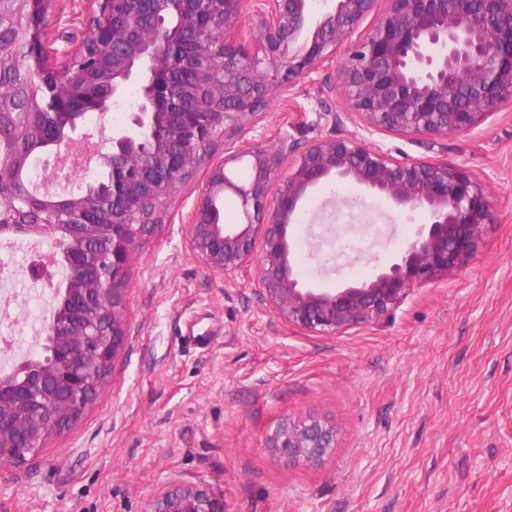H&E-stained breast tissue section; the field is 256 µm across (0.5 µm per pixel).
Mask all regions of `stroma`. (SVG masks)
Wrapping results in <instances>:
<instances>
[{
	"label": "stroma",
	"instance_id": "obj_1",
	"mask_svg": "<svg viewBox=\"0 0 512 512\" xmlns=\"http://www.w3.org/2000/svg\"><path fill=\"white\" fill-rule=\"evenodd\" d=\"M86 19V0H56L42 37L77 45ZM335 134L487 182L490 220L469 265L377 322L316 335L274 314L255 272L203 266L187 236L198 184L180 187L127 267L110 377L78 421L0 471V512H144L167 486L198 483L228 512H512V110L444 139L370 132L328 67L212 154ZM353 195L325 182L290 228L310 287L371 277L424 221ZM285 418L335 427V448L315 466L288 460L268 446Z\"/></svg>",
	"mask_w": 512,
	"mask_h": 512
}]
</instances>
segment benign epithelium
<instances>
[{
  "instance_id": "obj_1",
  "label": "benign epithelium",
  "mask_w": 512,
  "mask_h": 512,
  "mask_svg": "<svg viewBox=\"0 0 512 512\" xmlns=\"http://www.w3.org/2000/svg\"><path fill=\"white\" fill-rule=\"evenodd\" d=\"M308 0H257L247 41L227 37L248 0H89L86 30L75 47L43 42L54 0H0V46L22 20L30 52L0 50V130L10 126L23 152H0V197L23 208L0 215V235L50 237L63 283L38 262L28 275L54 288L44 320L45 355L0 376V469L21 462L50 434L76 421L95 400L124 340L125 268L139 238L162 220L168 201L207 166L191 209L190 245L210 271L256 272L275 314L324 336L375 322L415 287L446 280L467 266L489 215L493 190L442 160L398 159L356 136L323 137L298 154L288 140L224 152L210 161L215 138L252 126L285 81L339 63L340 91L372 130L443 138L466 132L512 106V0H328L311 15ZM376 18L359 38L362 22ZM141 88L126 122L93 154L97 181L114 214L94 209L92 183L62 196L21 185L40 151L81 149V95L92 107L121 104L126 85ZM288 166L278 171L281 160ZM246 180L232 179L239 165ZM347 180L396 207L420 210L399 256L372 277L331 292L304 285L293 271L288 227L302 201L330 179ZM240 198L245 220L225 224L220 203ZM272 447L291 460L320 463L335 431L317 421L285 420ZM145 512H228L202 483L171 485Z\"/></svg>"
}]
</instances>
